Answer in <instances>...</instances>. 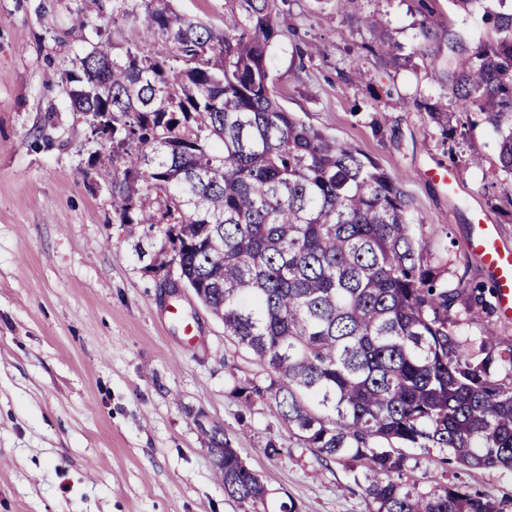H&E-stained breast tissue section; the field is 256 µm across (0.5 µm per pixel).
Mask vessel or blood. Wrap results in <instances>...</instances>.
Returning a JSON list of instances; mask_svg holds the SVG:
<instances>
[{
    "label": "vessel or blood",
    "instance_id": "obj_1",
    "mask_svg": "<svg viewBox=\"0 0 512 512\" xmlns=\"http://www.w3.org/2000/svg\"><path fill=\"white\" fill-rule=\"evenodd\" d=\"M468 249L476 254L492 275L499 313L512 316V249L500 244L494 225L478 223L467 241Z\"/></svg>",
    "mask_w": 512,
    "mask_h": 512
}]
</instances>
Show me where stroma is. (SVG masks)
Masks as SVG:
<instances>
[{
  "instance_id": "stroma-1",
  "label": "stroma",
  "mask_w": 512,
  "mask_h": 512,
  "mask_svg": "<svg viewBox=\"0 0 512 512\" xmlns=\"http://www.w3.org/2000/svg\"><path fill=\"white\" fill-rule=\"evenodd\" d=\"M433 7L445 31L419 54L418 0H366L412 57L384 68L365 49L371 35L330 0H289L267 65L289 111L401 181L443 280L465 258L487 284L465 242L482 219L512 244L501 136L474 112L442 138L411 105L447 91V30L471 44L484 31L452 0ZM144 24L141 12L85 14L83 0H0V512H244L214 476L212 427L264 480L267 512H372L349 464L319 462L267 400L234 395L239 383L266 385L265 371L225 341L192 289L165 293L177 270L147 268L161 234L135 239L118 221L98 177L112 149L71 110L67 75L94 46L124 55ZM356 66L367 83L343 80ZM446 169L458 194L432 177ZM406 454L421 487L442 473L512 499V470L465 469L435 448Z\"/></svg>"
}]
</instances>
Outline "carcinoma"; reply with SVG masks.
I'll return each mask as SVG.
<instances>
[{"label": "carcinoma", "mask_w": 512, "mask_h": 512, "mask_svg": "<svg viewBox=\"0 0 512 512\" xmlns=\"http://www.w3.org/2000/svg\"><path fill=\"white\" fill-rule=\"evenodd\" d=\"M286 0H224V28L187 22L170 0L145 7L140 44L115 57L101 45L68 76L70 106L109 128L122 169L99 170L122 224L160 229L149 267L180 247L182 274L224 324V336L267 372V397L321 462L360 468L374 512H504L432 476L423 491L405 448H437L467 469H512V340L481 327L483 286L443 282L424 260L400 181L350 143L287 111L267 66ZM382 49L389 22L358 0H332ZM480 17L486 40L448 32V92L416 100L448 137L453 113L480 112L502 131L500 170L512 175V0H452ZM429 15L419 47L437 36ZM216 476L246 512L269 490L220 428L207 433Z\"/></svg>", "instance_id": "obj_1"}]
</instances>
